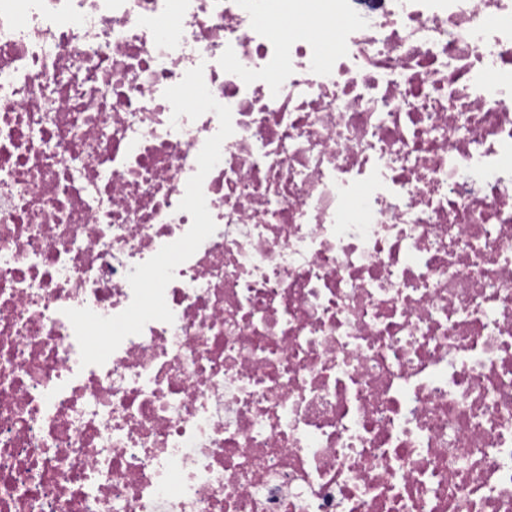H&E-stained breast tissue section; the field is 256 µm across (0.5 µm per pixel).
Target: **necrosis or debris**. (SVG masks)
<instances>
[{
  "label": "necrosis or debris",
  "instance_id": "1",
  "mask_svg": "<svg viewBox=\"0 0 512 512\" xmlns=\"http://www.w3.org/2000/svg\"><path fill=\"white\" fill-rule=\"evenodd\" d=\"M0 512H512V0H0Z\"/></svg>",
  "mask_w": 512,
  "mask_h": 512
}]
</instances>
